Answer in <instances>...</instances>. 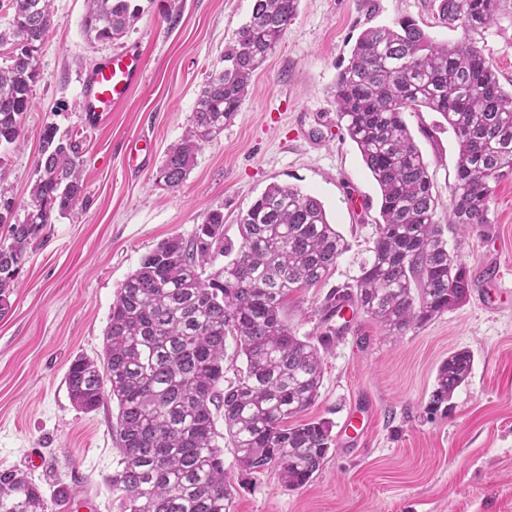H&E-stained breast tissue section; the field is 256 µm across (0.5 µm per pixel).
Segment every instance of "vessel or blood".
I'll return each mask as SVG.
<instances>
[{"label":"vessel or blood","mask_w":512,"mask_h":512,"mask_svg":"<svg viewBox=\"0 0 512 512\" xmlns=\"http://www.w3.org/2000/svg\"><path fill=\"white\" fill-rule=\"evenodd\" d=\"M143 73L138 50L116 53L104 65L94 70L83 82L82 94L88 119L121 106Z\"/></svg>","instance_id":"1"}]
</instances>
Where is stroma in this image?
<instances>
[{
	"label": "stroma",
	"instance_id": "stroma-1",
	"mask_svg": "<svg viewBox=\"0 0 512 512\" xmlns=\"http://www.w3.org/2000/svg\"><path fill=\"white\" fill-rule=\"evenodd\" d=\"M170 2L138 0L142 13L123 38L93 43L83 30L85 0H49L55 26L37 55L24 141L0 149L7 172L0 187L20 220L44 127L80 128L88 141L86 203L47 225L0 316V469L31 474L49 494L68 488L90 512H120L108 481L119 457L117 405L81 411L65 376L74 357L102 355L112 302L142 256L168 237L190 238L217 209L225 236L238 239V216L270 184L298 187L321 201L345 242L327 280L293 293L285 309L297 336L317 339L327 294L357 276L379 220L378 187L336 119L337 74L371 26L408 16L434 40L458 37L438 22L436 0H299L252 93L170 191L157 182L165 151L189 125L208 74L223 69L224 48L254 0H179L173 28L164 19ZM479 44L502 86H512V11ZM129 46L143 56V80L122 106L88 122L86 73ZM404 120L429 164L440 200L435 219L447 224L456 138L438 113L408 112ZM140 137L149 153L132 172L124 151ZM359 195L366 208L356 206ZM489 218L482 231L447 234L472 275L465 303L393 338L359 312L329 348L308 415L331 422L336 437L309 483L291 490L277 469L242 472L225 446L233 512H512V175L497 184ZM497 275L504 287L488 295ZM463 348L473 355L468 381L447 410L429 412L439 365ZM364 397L374 413L359 440L347 442L341 426Z\"/></svg>",
	"mask_w": 512,
	"mask_h": 512
}]
</instances>
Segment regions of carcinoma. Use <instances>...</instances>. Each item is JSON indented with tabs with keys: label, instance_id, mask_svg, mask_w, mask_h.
Returning a JSON list of instances; mask_svg holds the SVG:
<instances>
[{
	"label": "carcinoma",
	"instance_id": "cac0c4a2",
	"mask_svg": "<svg viewBox=\"0 0 512 512\" xmlns=\"http://www.w3.org/2000/svg\"><path fill=\"white\" fill-rule=\"evenodd\" d=\"M86 2L83 29L93 41L121 39L140 13L135 0ZM298 4L254 0L224 49V68L209 77L190 126L165 152L157 180L167 189H179L202 145L234 118ZM506 4L440 0V23L460 31L453 42L435 41L407 17L357 38L337 75L336 118L379 188L381 222L354 285L326 298L317 342L296 336L283 309L291 294L327 278L344 243L323 204L294 186L267 187L239 217V240L224 236V212L212 211L193 236L162 240L126 278L112 302L102 356L75 357L66 375L81 410L109 399L118 404L112 437L120 458L109 482L121 512H231L224 437L244 470L273 467L285 487L305 486L334 444L328 421L298 417L318 398L323 351L347 329L332 324L336 312L353 305L391 337L467 300L470 270L435 221L429 164L403 114L437 112L456 137L449 227L472 232L490 223L495 186L512 174V90L503 88L475 35ZM6 7L12 18L0 43L12 51L0 66V145L18 146L38 78L36 53L54 20L48 0H8ZM82 152L79 136L44 128L40 177L23 221L14 220L11 201L0 202V224L8 225V240L0 241L1 316L40 231L83 202ZM229 336L245 368L226 385ZM472 364L467 349L448 355L437 369L432 408L468 381ZM67 498L61 489L49 500L25 474L0 469V512H53Z\"/></svg>",
	"mask_w": 512,
	"mask_h": 512
}]
</instances>
